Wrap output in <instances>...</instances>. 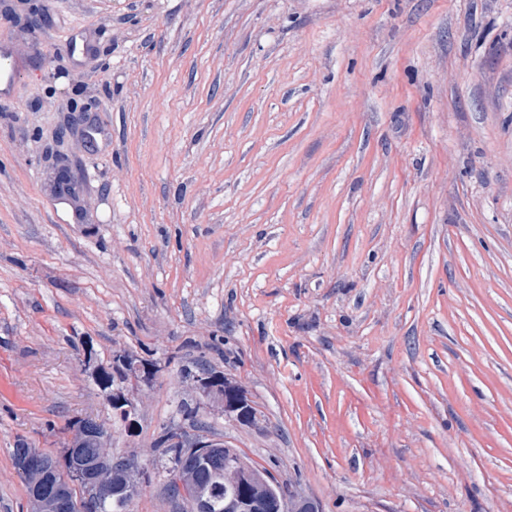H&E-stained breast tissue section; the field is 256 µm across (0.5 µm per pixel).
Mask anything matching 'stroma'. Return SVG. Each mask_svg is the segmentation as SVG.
<instances>
[{
	"label": "stroma",
	"mask_w": 512,
	"mask_h": 512,
	"mask_svg": "<svg viewBox=\"0 0 512 512\" xmlns=\"http://www.w3.org/2000/svg\"><path fill=\"white\" fill-rule=\"evenodd\" d=\"M0 101V512L94 418L147 467L206 358L218 439L321 512H512V0H31ZM81 86L73 88L69 78ZM94 215L45 191L67 100ZM152 360L138 426L84 362ZM192 383L194 392L211 400L213 399L217 407L224 412L225 418L237 422L247 418L248 401L237 390V384L225 383L221 378L211 376H197Z\"/></svg>",
	"instance_id": "stroma-1"
}]
</instances>
